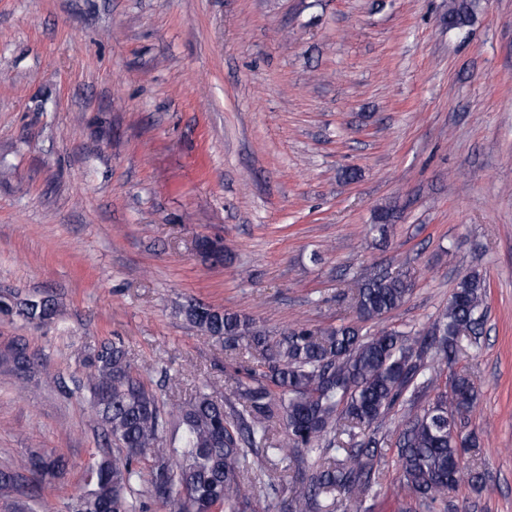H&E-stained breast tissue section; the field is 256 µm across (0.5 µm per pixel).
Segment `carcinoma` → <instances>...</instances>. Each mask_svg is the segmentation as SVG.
Returning a JSON list of instances; mask_svg holds the SVG:
<instances>
[{
    "mask_svg": "<svg viewBox=\"0 0 512 512\" xmlns=\"http://www.w3.org/2000/svg\"><path fill=\"white\" fill-rule=\"evenodd\" d=\"M475 6L474 0H462L450 8L448 27L463 26ZM355 285L357 320L337 326L296 324L275 336L237 312H220L198 301L179 306L189 325L224 347L257 353L256 367L247 372L250 384L242 391V412L216 399L207 384L167 411L134 375L121 343L91 349L84 358L86 376L57 384L66 394L87 395L116 451H100L85 470L84 491L71 512H141L144 497L170 504L175 512H260L243 476L262 461L261 442L268 443L266 454L308 485L282 496L279 512H322V499L338 495L350 502L348 512H364L381 446L375 424L399 406L415 408L427 390L435 392L433 402L408 414L398 433L401 488L425 512H435L436 504L464 480L482 489L483 476L466 466L476 440L460 435L462 419L477 402L473 378L458 372L446 387L432 365L454 363L462 338L479 341L485 318L483 276L476 271L464 276L422 333L365 327L407 301L414 287L409 273L370 270ZM0 314L42 324L56 318L58 305L49 296H4ZM9 360L15 371L33 372L35 358L25 344L14 343ZM276 419L283 422L284 438L273 442L270 427ZM340 422L351 446L324 461L321 442ZM311 455L321 463L309 473L305 463ZM23 468L40 489L46 477L62 469V461L33 453Z\"/></svg>",
    "mask_w": 512,
    "mask_h": 512,
    "instance_id": "cac0c4a2",
    "label": "carcinoma"
}]
</instances>
